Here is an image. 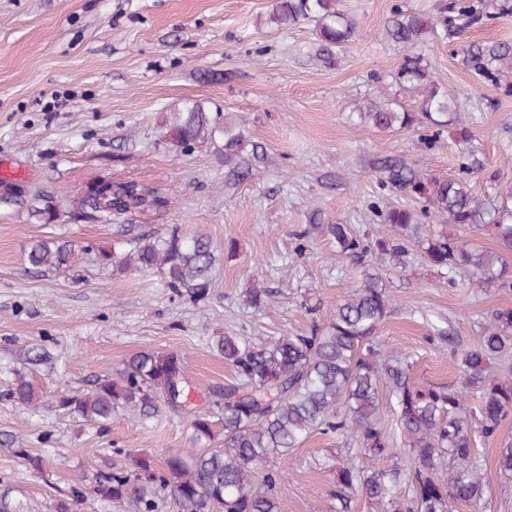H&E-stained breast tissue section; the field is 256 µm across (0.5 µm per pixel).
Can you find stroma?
Returning <instances> with one entry per match:
<instances>
[{
	"label": "stroma",
	"instance_id": "35a3bbf8",
	"mask_svg": "<svg viewBox=\"0 0 512 512\" xmlns=\"http://www.w3.org/2000/svg\"><path fill=\"white\" fill-rule=\"evenodd\" d=\"M272 2L0 0V178L25 187L15 204L0 205V435L16 437L0 443V501L56 512L73 488L129 465L131 455L160 462L190 448L187 416L164 406L144 422L116 411L104 428L59 408V396L91 390L140 351L184 358L193 404L211 412L222 440L212 403L234 370L218 337L268 343L303 332L371 270L319 225H348L368 242L405 240L401 264L382 270L392 306L377 336L387 353L410 358L415 386L459 384L456 350L476 342L493 311L512 309V289L441 273L425 261L420 235L382 222L380 210L420 203L384 189L377 164L392 156L436 178L467 179L479 194L512 182V91L482 82L463 61L469 44L512 43V0L508 12L456 20L421 49L434 78L459 95L477 172L463 168L452 133L431 147L422 125L385 134L353 115L383 89L414 109L395 81L405 51L385 29L395 8L435 19L449 0H338L358 36L329 61L313 24L269 23ZM193 101L263 146L249 176L229 175L223 135L185 151L164 140L162 114ZM101 177L167 199L165 209L130 215L143 230L176 225L209 237L217 261L206 300L173 295L158 272L120 273L91 254L61 273L30 269L25 253L37 237L125 250L116 226L77 222L66 209L69 196ZM37 194L49 197L51 221L32 214ZM256 282L275 296L270 311L249 303ZM34 349L47 362H32ZM18 373L40 391L37 406L3 400ZM510 439L512 421L477 442L490 476L486 512H512V478L497 470ZM30 455L41 456V469L29 466ZM342 465L376 462L355 442L318 433L275 458L286 476L283 512H335Z\"/></svg>",
	"mask_w": 512,
	"mask_h": 512
}]
</instances>
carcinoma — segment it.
Wrapping results in <instances>:
<instances>
[{"instance_id":"cac0c4a2","label":"carcinoma","mask_w":512,"mask_h":512,"mask_svg":"<svg viewBox=\"0 0 512 512\" xmlns=\"http://www.w3.org/2000/svg\"><path fill=\"white\" fill-rule=\"evenodd\" d=\"M486 8L485 0H452L450 16L439 23L395 8L386 36L407 51L397 82L416 98L418 112L402 108L397 99L383 92L359 106V121L380 132H397L418 121L431 131L430 147L448 123L455 122L456 141L461 153H466L468 131L461 123L459 97L434 79L418 49L444 37L448 24L458 18L482 20ZM268 21L281 28L302 21L314 24L320 51L328 57L356 35V22L339 9L337 0H274ZM463 53L486 81L506 83L512 77V44L471 45ZM161 127L165 140L179 150L218 131L216 118L198 101L187 104L172 119H163ZM223 133L224 163L235 164L247 138L242 129L231 125L224 126ZM380 171L385 186L414 195L421 203L418 214L387 207L381 212L384 223L408 227L419 223L422 215L433 223L494 230L497 251L450 238L442 231L427 235L424 256L431 266L450 273L465 270L480 283L512 288L508 262L512 255V183L492 195H478L464 178L432 180L396 160H385ZM133 187V183L114 185L112 197L100 200L82 190L69 200V213L82 218L97 208H110L118 218L157 207L156 195L143 187L135 192ZM119 228L129 245L120 256L102 245L77 251L65 240L43 238L29 243L27 261L38 272H63L79 255L93 253L99 264L115 271H157L171 292L205 297L215 263L206 236L187 235L176 226L156 235L140 233L133 224ZM321 230L356 262L398 260L406 250L401 240L367 244L344 224H323ZM390 307L386 286L372 274L336 305L326 322L314 321L303 333L259 345L239 336L219 337L216 348L236 372V380L216 393L224 399L216 402L224 423L222 444L205 447L213 439V422L209 414L195 412L190 428L198 447L166 457L161 466L149 455H134L130 467L97 475L91 495L124 505L128 512H154L156 500L163 496L173 512H282L284 481L273 467V458L290 454L315 432L349 437L379 461L397 455L393 440L380 424L385 388L403 451L414 465L338 470L334 490L338 512H351L355 494L371 503L401 507L404 512H454L463 503L483 506L489 475L475 448L474 434L486 440L495 438L503 423L512 419V378L498 377L489 370L490 360L512 348V311L494 312L477 343L458 354L462 387L417 388L410 384L412 362L387 354L376 343L375 334ZM471 392L477 394L472 406L465 402ZM3 397L34 406L40 394L20 375ZM159 400L173 412L191 410L184 360L174 353L142 351L127 360L115 377L98 379L86 393L60 397L58 406L104 428L120 407L140 420L153 417ZM405 489L411 495L403 502Z\"/></svg>"}]
</instances>
